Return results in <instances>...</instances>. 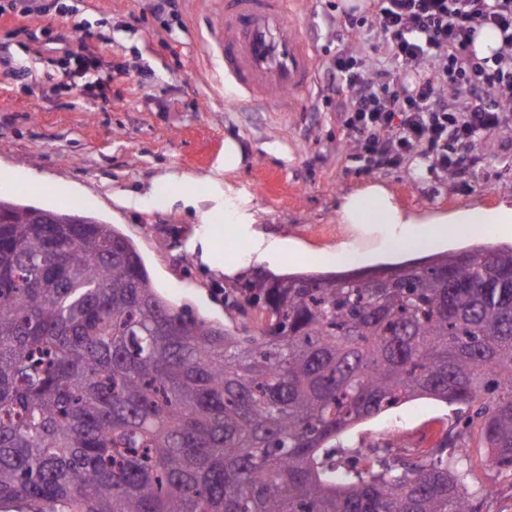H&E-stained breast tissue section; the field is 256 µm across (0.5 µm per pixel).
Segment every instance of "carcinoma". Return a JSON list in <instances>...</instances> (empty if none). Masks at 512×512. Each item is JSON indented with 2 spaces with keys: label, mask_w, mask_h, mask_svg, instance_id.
<instances>
[{
  "label": "carcinoma",
  "mask_w": 512,
  "mask_h": 512,
  "mask_svg": "<svg viewBox=\"0 0 512 512\" xmlns=\"http://www.w3.org/2000/svg\"><path fill=\"white\" fill-rule=\"evenodd\" d=\"M0 224V504L20 512H479L447 443L331 442L414 398L512 469V247L245 283L253 329L153 287L111 225Z\"/></svg>",
  "instance_id": "obj_1"
}]
</instances>
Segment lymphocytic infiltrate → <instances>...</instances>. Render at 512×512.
Masks as SVG:
<instances>
[{"label": "lymphocytic infiltrate", "mask_w": 512, "mask_h": 512, "mask_svg": "<svg viewBox=\"0 0 512 512\" xmlns=\"http://www.w3.org/2000/svg\"><path fill=\"white\" fill-rule=\"evenodd\" d=\"M370 7L336 18L362 53L340 50L325 66L354 151L372 170L420 158L451 177L476 176L481 143L512 129V0H370ZM485 26L501 35L489 60L472 52ZM83 41L77 25L61 21L54 42L63 76L95 67Z\"/></svg>", "instance_id": "obj_1"}]
</instances>
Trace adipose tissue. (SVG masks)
<instances>
[{
    "instance_id": "1",
    "label": "adipose tissue",
    "mask_w": 512,
    "mask_h": 512,
    "mask_svg": "<svg viewBox=\"0 0 512 512\" xmlns=\"http://www.w3.org/2000/svg\"><path fill=\"white\" fill-rule=\"evenodd\" d=\"M345 224H390L395 232L388 240L391 253L430 249L445 243L449 236L474 232L477 225L490 224L498 231H512V206L492 212L463 211L453 217H434L421 222L407 215L382 185L369 184L347 195L340 208Z\"/></svg>"
}]
</instances>
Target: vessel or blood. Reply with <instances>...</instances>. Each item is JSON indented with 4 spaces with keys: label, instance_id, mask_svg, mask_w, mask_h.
<instances>
[{
    "label": "vessel or blood",
    "instance_id": "vessel-or-blood-1",
    "mask_svg": "<svg viewBox=\"0 0 512 512\" xmlns=\"http://www.w3.org/2000/svg\"><path fill=\"white\" fill-rule=\"evenodd\" d=\"M299 0H224V82L246 106L297 112L314 84L311 43L292 23Z\"/></svg>",
    "mask_w": 512,
    "mask_h": 512
}]
</instances>
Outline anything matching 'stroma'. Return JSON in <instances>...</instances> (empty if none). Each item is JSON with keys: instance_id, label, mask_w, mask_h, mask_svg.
<instances>
[{"instance_id": "1", "label": "stroma", "mask_w": 512, "mask_h": 512, "mask_svg": "<svg viewBox=\"0 0 512 512\" xmlns=\"http://www.w3.org/2000/svg\"><path fill=\"white\" fill-rule=\"evenodd\" d=\"M28 0H0V44L31 68L19 80L0 62V171L27 181L0 197L47 210L67 209L112 224L139 251L155 288L174 307L236 329L254 325L257 313L231 308L240 285L255 275L320 272L342 274L393 264L382 252L386 224L341 223L342 196L371 183L385 185L407 213L423 217L462 206L492 208L512 197V167L499 162L511 144L498 136L484 143L477 178L454 180L409 164L399 171L371 170L346 148L347 134L316 80L305 112L243 109L224 92L220 41L224 0H37V12L19 22L14 10ZM85 29L88 54L105 99L84 80L56 86L48 76L58 53L51 39L64 6ZM313 45L317 60H332L335 33L322 21L320 0H305L293 18ZM233 142L238 163L224 168V144ZM193 178V203L178 200L167 184L162 204L125 207L165 174ZM230 183L256 223L228 232L221 183ZM208 212L200 221L199 212ZM215 240L214 263L189 244ZM286 240L291 253L269 251ZM238 257L236 276L219 263ZM457 408L429 398L397 406L365 420L339 438L365 448L381 438L411 448H435L456 429ZM467 456L449 452L481 512H512V472L488 468L479 429H471Z\"/></svg>"}]
</instances>
